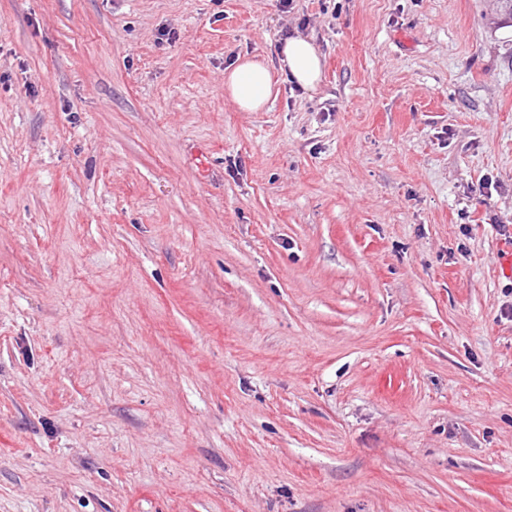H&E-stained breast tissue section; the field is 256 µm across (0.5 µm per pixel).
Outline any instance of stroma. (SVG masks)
I'll use <instances>...</instances> for the list:
<instances>
[{"instance_id": "35a3bbf8", "label": "stroma", "mask_w": 512, "mask_h": 512, "mask_svg": "<svg viewBox=\"0 0 512 512\" xmlns=\"http://www.w3.org/2000/svg\"><path fill=\"white\" fill-rule=\"evenodd\" d=\"M496 17L0 0V512H512ZM281 67L294 85L303 91H314L322 78V61L311 40L296 36L278 46ZM269 69L251 58L239 60L224 72V90L243 112L263 109L272 95Z\"/></svg>"}]
</instances>
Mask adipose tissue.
<instances>
[{
	"label": "adipose tissue",
	"mask_w": 512,
	"mask_h": 512,
	"mask_svg": "<svg viewBox=\"0 0 512 512\" xmlns=\"http://www.w3.org/2000/svg\"><path fill=\"white\" fill-rule=\"evenodd\" d=\"M282 68L302 90L313 91L322 78V61L311 40L296 36L278 47ZM271 75L260 61L246 58L237 61L224 73V90L239 110L257 112L272 95Z\"/></svg>",
	"instance_id": "obj_1"
}]
</instances>
